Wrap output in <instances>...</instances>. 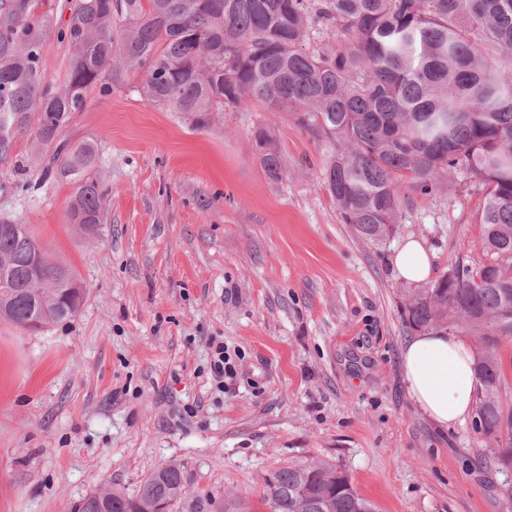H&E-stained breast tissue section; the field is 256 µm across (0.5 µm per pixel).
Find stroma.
Returning <instances> with one entry per match:
<instances>
[{"mask_svg":"<svg viewBox=\"0 0 512 512\" xmlns=\"http://www.w3.org/2000/svg\"><path fill=\"white\" fill-rule=\"evenodd\" d=\"M139 76L87 93L65 141H96L107 220H67L74 185L32 161L30 136L0 167V219L27 225L86 290L77 316L30 334L0 321V512H76L105 484L135 493L180 465L188 493L234 494L250 512L268 472L332 463L380 512H512V468L470 423L441 429L400 376L413 287L390 264L407 238L432 278L483 261L482 192L465 168L430 198L409 192L399 230L360 236L323 184V146L292 113L226 107L197 129L147 102ZM285 162L270 179L253 131ZM235 351L216 389L208 344Z\"/></svg>","mask_w":512,"mask_h":512,"instance_id":"1","label":"stroma"}]
</instances>
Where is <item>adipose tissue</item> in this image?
<instances>
[{
    "label": "adipose tissue",
    "instance_id": "ef3b65f1",
    "mask_svg": "<svg viewBox=\"0 0 512 512\" xmlns=\"http://www.w3.org/2000/svg\"><path fill=\"white\" fill-rule=\"evenodd\" d=\"M391 262L410 283L426 280L432 255L424 243L406 239ZM470 345L455 334L425 330L408 337L400 351L402 381L419 410L436 426L464 423L475 404L476 378Z\"/></svg>",
    "mask_w": 512,
    "mask_h": 512
}]
</instances>
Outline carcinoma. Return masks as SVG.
I'll list each match as a JSON object with an SVG mask.
<instances>
[{
    "mask_svg": "<svg viewBox=\"0 0 512 512\" xmlns=\"http://www.w3.org/2000/svg\"><path fill=\"white\" fill-rule=\"evenodd\" d=\"M38 0H0V165L33 131L32 158L74 183L67 217L86 235L105 221L108 193L94 173L97 145L60 140L92 87L112 94L130 74L149 102L206 128L225 106L255 100L288 111L326 148L324 184L345 223L384 241L398 229L407 187L427 198L463 163L483 189L485 261H457L403 307L413 328L448 322L472 337L478 379L475 432L512 464V396L501 342L512 338V0H72L70 16L36 13ZM71 50L69 77L45 83L42 45L52 33ZM266 174L283 173L264 127L254 131ZM26 225L0 231V320H71L83 294L76 271L45 259ZM270 512H378L333 464L269 472ZM187 495L179 465L158 468L134 495L116 485L78 512H158ZM194 512H241L237 496L197 500Z\"/></svg>",
    "mask_w": 512,
    "mask_h": 512,
    "instance_id": "cac0c4a2",
    "label": "carcinoma"
}]
</instances>
